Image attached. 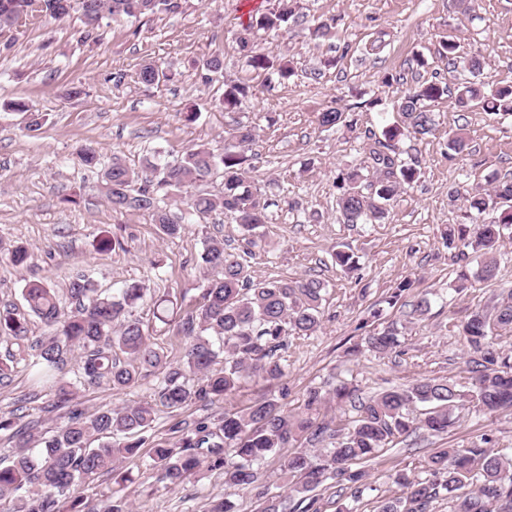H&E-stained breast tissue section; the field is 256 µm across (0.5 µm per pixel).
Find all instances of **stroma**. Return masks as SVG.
<instances>
[{
  "label": "stroma",
  "instance_id": "stroma-1",
  "mask_svg": "<svg viewBox=\"0 0 512 512\" xmlns=\"http://www.w3.org/2000/svg\"><path fill=\"white\" fill-rule=\"evenodd\" d=\"M271 4L180 0L172 13L105 20L95 42L80 40L75 17L60 23L31 18L0 28V45L9 46L0 52V249L22 243L30 252L22 267L0 259V303L22 305L27 281L62 289L84 272L108 292L143 283L177 300L178 315H185L200 303L208 276L200 260L205 240L223 239L238 252L247 247L244 231L218 209L186 225L181 236L160 238L149 213L112 210L100 171L83 167L76 150L91 146L104 162L117 157L138 169L198 145L222 153L228 132L251 126L250 185L266 205L267 222L254 232L255 247H247L250 271L258 280L315 278L326 285L320 328L292 338L285 353L288 410L302 411L310 388L327 392L340 378L354 380L365 397L421 377L464 381L468 354L458 327L512 289V225L497 244L495 280L475 281L473 257L445 241L448 226L462 223L465 210L464 200L450 192L461 186L485 194L493 182L512 178V116L461 109L448 98L429 103L432 133L395 145L401 159L417 165L420 178L402 190L384 220L343 223L334 181L345 166H369L366 134L400 123L396 104L407 86L428 80L452 87L468 78L439 53L448 36L460 41L462 56L482 60L477 79L486 88L512 84V0H478L468 14L453 0H299L295 17L281 29L246 34L250 14ZM321 23L331 24V35L312 39L311 29ZM244 35L256 51L290 61L293 75L254 71L241 48ZM216 54L224 59V73L208 83L201 64ZM147 61L162 63L173 80L137 83ZM230 83L247 84L251 92L228 112L218 99ZM76 84L84 92L70 96ZM16 101L43 114L39 131L26 130L23 113L12 108ZM191 106L198 118L187 123L180 114ZM332 106L344 111L346 122L327 129L318 116ZM460 126L469 146L457 154L448 137ZM104 235L118 238L121 248L98 250ZM337 249L352 254L357 271L336 266ZM406 279L413 283L409 300H427L425 315L410 317L403 307L387 305ZM372 308L382 312L380 325L397 323L402 355H351L368 333L363 321ZM31 363L28 355L12 363L0 386V413L22 411L40 434L64 411ZM157 385L156 374L147 372L123 391L105 384L78 387L75 400L90 414L104 404L153 401ZM270 392L267 383L250 380L221 403H195L175 413L157 408L148 437L176 441L184 425L242 409ZM455 419L447 434H420L365 463L368 487L355 512H373L378 500L398 495L392 473L422 474L430 449L467 446L484 436L512 449V409L486 415L466 408ZM148 463L145 453L125 463L136 481L123 493L136 512H206L224 495L219 472L204 468L164 489L152 485Z\"/></svg>",
  "mask_w": 512,
  "mask_h": 512
}]
</instances>
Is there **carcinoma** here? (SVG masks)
<instances>
[{"label": "carcinoma", "mask_w": 512, "mask_h": 512, "mask_svg": "<svg viewBox=\"0 0 512 512\" xmlns=\"http://www.w3.org/2000/svg\"><path fill=\"white\" fill-rule=\"evenodd\" d=\"M297 0H274L249 24L265 31L278 30L294 16ZM179 8V0H0V27H8L38 13L62 21L80 14L84 40L99 37L102 20L114 16L151 17ZM448 65H462L471 74L482 62L459 55V44H442ZM257 72L275 67L263 53L249 56ZM280 76L292 67L281 62ZM168 79L159 65L148 61L137 72L143 85ZM250 91L242 83L224 85L219 103L237 108ZM448 94V86L418 81L401 97V123L390 127V140H415L431 133L434 119L426 103ZM455 105L479 106L496 115H512V85L486 89L474 80L457 84ZM373 141L369 155L373 176L361 168L341 170L334 181L336 206L346 224H366L388 216L389 206L406 185L419 179L417 168L387 152L389 145ZM255 139L254 130L237 128L224 139L217 155L204 146L192 148L172 162H148L135 170L120 159L103 168L105 200L116 211L151 214L159 234L173 238L183 225L160 206V193L179 191L206 181L216 173L224 179L219 198L195 194L186 199L189 219H203L216 208L224 209L236 223L252 232L266 223V207L248 185L245 147ZM512 179L499 181L489 199L473 198L470 223L448 226L445 239L459 241L479 262L474 277L489 282L496 277V245L504 227L512 224ZM201 264L212 272L202 289V302L177 324L184 337L182 359L170 362L146 334L134 310L147 301V289L131 282L116 293H105L80 274L69 280L65 305L56 289L43 281H29L22 289L25 309L0 308V336L17 341L18 349L31 352L37 374L53 379L57 403L68 411L52 434L34 437L14 413L0 415V431L16 440L8 459H0V501L12 504L8 512H82L79 488L109 475L118 485L133 482L124 469L126 460L140 454L147 444L145 433L154 421V406L172 412L191 403L213 405L235 394L241 381L258 379L278 387V394L255 400L247 407L224 412L212 421H198L175 443L150 444L151 478L165 488L182 484L201 468L224 475V497L208 512H238L233 496L243 491L262 505L260 512H321L314 492L327 483L350 493L357 501L366 489L361 465L374 459L399 438L419 432L439 435L454 424V414L469 405L482 413L512 407V356L497 347L500 332L512 329V294L496 304L473 312L461 326L460 337L470 356L468 381L422 378L405 388H390L367 398L351 380H340L332 398L340 407L356 412L347 432L340 433L318 415L327 397L321 390L307 392L304 412L290 413L281 400L288 396L284 383L287 365L282 352L292 336H308L321 325L324 282L253 279L243 257L228 250L222 239H209L200 254ZM38 317L47 336L29 340V316ZM401 346L399 330L390 324L364 337L367 350L388 355ZM84 352L83 372L72 382L54 374L63 372L74 349ZM159 374L155 404H127L120 409L102 406L86 414L73 405L74 387L105 383L116 390L133 386L142 372ZM330 447L311 452L296 449L284 457L281 480L288 493L276 492L263 482L256 465L300 440ZM425 477L404 469L391 478L401 489L397 497L377 502L373 512H432L440 499L448 500L451 512H512V457L500 453L484 437L466 448H433L424 460Z\"/></svg>", "instance_id": "1"}]
</instances>
